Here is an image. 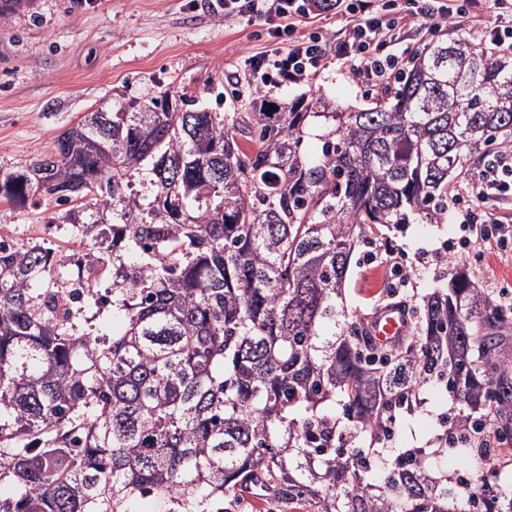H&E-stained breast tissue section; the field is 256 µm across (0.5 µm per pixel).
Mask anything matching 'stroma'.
I'll use <instances>...</instances> for the list:
<instances>
[{
	"label": "stroma",
	"instance_id": "obj_1",
	"mask_svg": "<svg viewBox=\"0 0 512 512\" xmlns=\"http://www.w3.org/2000/svg\"><path fill=\"white\" fill-rule=\"evenodd\" d=\"M216 0H31L0 16V173L53 150L56 138L85 112L114 110L163 93H188L212 112H247L263 99L256 90L230 95L244 55L262 51L266 26L223 19ZM320 92L330 104L361 106L380 87L348 76L335 57L308 82L288 84L290 102ZM490 212L512 226V194L449 205L441 224H412L390 232L387 247L402 256V271L365 261L356 250L346 279L349 311L372 314L391 297L412 305L446 285L454 268L477 287L512 294V244L500 250L478 242L449 260L438 252L462 236V214ZM65 207L36 197L23 207L0 199V237L40 243L83 259L87 248L62 218Z\"/></svg>",
	"mask_w": 512,
	"mask_h": 512
}]
</instances>
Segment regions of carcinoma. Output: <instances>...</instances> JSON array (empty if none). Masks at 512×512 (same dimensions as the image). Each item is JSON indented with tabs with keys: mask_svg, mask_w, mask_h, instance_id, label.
I'll use <instances>...</instances> for the list:
<instances>
[{
	"mask_svg": "<svg viewBox=\"0 0 512 512\" xmlns=\"http://www.w3.org/2000/svg\"><path fill=\"white\" fill-rule=\"evenodd\" d=\"M169 98L87 112L0 177L17 205L82 200L68 223L89 249L85 307L110 302L123 324L56 316L53 250L0 240V512H133L146 495L209 512L257 485L306 512H512L505 309L458 269L380 348L343 302L357 247L442 223L455 177L512 138V55L445 33L358 110ZM430 387L460 408L395 447L393 420ZM447 458L488 467L469 479Z\"/></svg>",
	"mask_w": 512,
	"mask_h": 512,
	"instance_id": "obj_1",
	"label": "carcinoma"
}]
</instances>
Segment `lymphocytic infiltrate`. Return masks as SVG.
<instances>
[{"instance_id": "1", "label": "lymphocytic infiltrate", "mask_w": 512, "mask_h": 512, "mask_svg": "<svg viewBox=\"0 0 512 512\" xmlns=\"http://www.w3.org/2000/svg\"><path fill=\"white\" fill-rule=\"evenodd\" d=\"M225 18H240L266 25L270 41L265 51L243 57L241 68L249 82L275 92L285 84L309 81L324 67L326 38L313 35L295 38L299 23L338 10L341 28L336 32V58L351 77L387 80L397 76L401 56L382 55L385 44L402 38L404 18L433 25L457 26L458 12L448 6L424 8L409 0L405 14H397L394 0H347L336 9L335 0H217ZM512 190V151L499 152L468 186L477 200Z\"/></svg>"}]
</instances>
